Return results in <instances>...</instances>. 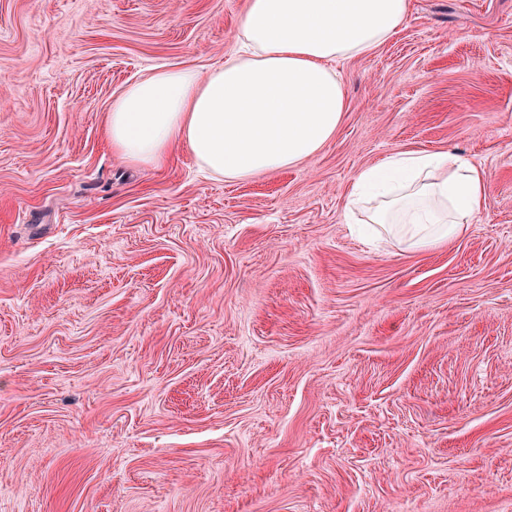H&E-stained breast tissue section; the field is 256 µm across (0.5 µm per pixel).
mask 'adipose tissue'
Instances as JSON below:
<instances>
[{
    "instance_id": "obj_1",
    "label": "adipose tissue",
    "mask_w": 512,
    "mask_h": 512,
    "mask_svg": "<svg viewBox=\"0 0 512 512\" xmlns=\"http://www.w3.org/2000/svg\"><path fill=\"white\" fill-rule=\"evenodd\" d=\"M409 0H247L241 50L207 73L159 68L112 104L108 137L155 167L174 145L227 181L296 167L335 135L346 99L339 62L374 53L409 18ZM484 169L449 153L405 151L360 171L348 208L421 251L461 235L486 201Z\"/></svg>"
}]
</instances>
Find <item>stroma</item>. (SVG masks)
I'll use <instances>...</instances> for the list:
<instances>
[{
    "mask_svg": "<svg viewBox=\"0 0 512 512\" xmlns=\"http://www.w3.org/2000/svg\"><path fill=\"white\" fill-rule=\"evenodd\" d=\"M247 0H0V512H512V0H410L293 169L113 151ZM481 164L465 233L347 224L361 170Z\"/></svg>",
    "mask_w": 512,
    "mask_h": 512,
    "instance_id": "stroma-1",
    "label": "stroma"
}]
</instances>
